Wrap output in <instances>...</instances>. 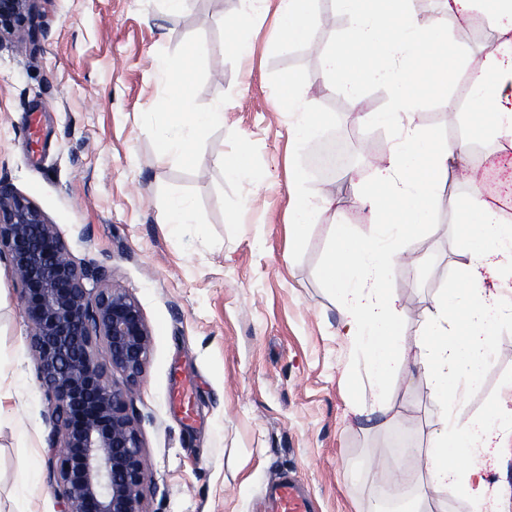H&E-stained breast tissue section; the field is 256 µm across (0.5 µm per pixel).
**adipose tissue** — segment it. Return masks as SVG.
Segmentation results:
<instances>
[{
	"mask_svg": "<svg viewBox=\"0 0 512 512\" xmlns=\"http://www.w3.org/2000/svg\"><path fill=\"white\" fill-rule=\"evenodd\" d=\"M349 16L343 41L322 57L323 79L339 84L352 100H361L367 87L385 86L390 106L383 112L363 113L365 123L382 125L393 136L384 166L353 189L370 207L379 233L355 238L350 225L330 227L326 278L338 299L344 320L338 332L345 343L359 347L367 365L370 399L361 409L388 414L386 391L402 349L403 322L398 300L387 281L399 253L398 243L418 236L432 224V200L448 176V165L465 159L468 140L450 143L426 133L407 118L415 100L428 97L446 102L449 109L468 105L470 122L483 136L512 143V0H447L449 11L462 18L487 15L497 34L495 46L480 65L470 68L459 99L448 96L447 79L465 62L461 50L446 49L443 18L420 25L411 0H337ZM281 41L312 43L313 0H279ZM196 50L186 51L183 65L155 68L169 90L170 131L160 145L161 158L175 157L195 165L197 131L224 121L223 110L198 112L193 107ZM307 86L296 78L284 82L277 109L294 121V143L312 139L326 116L309 110ZM456 234L463 260L457 269V288L441 295L422 323L418 362L441 409L442 421L425 453L427 481L421 498L411 500L406 512H422V500L446 512L449 491H459L471 512H512L487 478L483 461L494 433L512 429V407L501 402L487 406L481 416L465 417L464 395L479 391L493 349L495 333L512 321V304L487 291L483 271L512 281V223L489 207L480 188H473L460 207Z\"/></svg>",
	"mask_w": 512,
	"mask_h": 512,
	"instance_id": "ef3b65f1",
	"label": "adipose tissue"
}]
</instances>
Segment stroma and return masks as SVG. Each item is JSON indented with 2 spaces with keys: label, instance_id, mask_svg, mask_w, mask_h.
Returning <instances> with one entry per match:
<instances>
[{
  "label": "stroma",
  "instance_id": "1",
  "mask_svg": "<svg viewBox=\"0 0 512 512\" xmlns=\"http://www.w3.org/2000/svg\"><path fill=\"white\" fill-rule=\"evenodd\" d=\"M423 17L444 14L424 0ZM316 47L282 46L278 0L247 37L248 57L229 46L239 0H187L170 14L161 0H40L23 40L0 43V181L56 224L73 259L107 270V285L141 306L152 333L146 372L133 392L152 473L148 512H254L284 473L310 492L315 512H378L382 491L414 497L442 411L415 360L419 328L436 296L456 285L462 259L456 203L478 172L485 200L512 219V146L477 136L464 115L424 98L411 119L447 139H469L472 158L448 173L432 202L434 222L401 244L388 286L405 325L387 400L392 424L367 420L351 403L367 392L361 350L338 336L342 312L324 280L331 223L375 232L371 214L339 176L316 175L309 153L325 139L354 150V180L382 164L389 128L358 120L343 92L326 93L322 53L342 42L348 17L316 0ZM448 40L482 56L493 33L481 16L444 14ZM197 111L224 109V123L198 131L189 168L161 159L168 94L155 59L179 67L189 46ZM293 76L327 114L295 146L288 113L274 100ZM245 157L250 181L225 177L217 160ZM335 191L336 208L294 236L291 181ZM172 196L196 221L179 233L161 222ZM30 327L9 262L0 257V512H61L50 479L51 426L29 347ZM191 403L169 400L173 382ZM512 405V323L497 332L483 388L465 415Z\"/></svg>",
  "mask_w": 512,
  "mask_h": 512
}]
</instances>
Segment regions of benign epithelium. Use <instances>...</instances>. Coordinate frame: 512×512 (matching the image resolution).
<instances>
[{
  "mask_svg": "<svg viewBox=\"0 0 512 512\" xmlns=\"http://www.w3.org/2000/svg\"><path fill=\"white\" fill-rule=\"evenodd\" d=\"M37 2L0 0V39L22 35ZM2 255L31 327L50 447L60 449L50 469L63 512H146L152 475L132 406L151 349L142 308L101 287L102 267L73 260L44 211L0 182Z\"/></svg>",
  "mask_w": 512,
  "mask_h": 512,
  "instance_id": "1",
  "label": "benign epithelium"
}]
</instances>
